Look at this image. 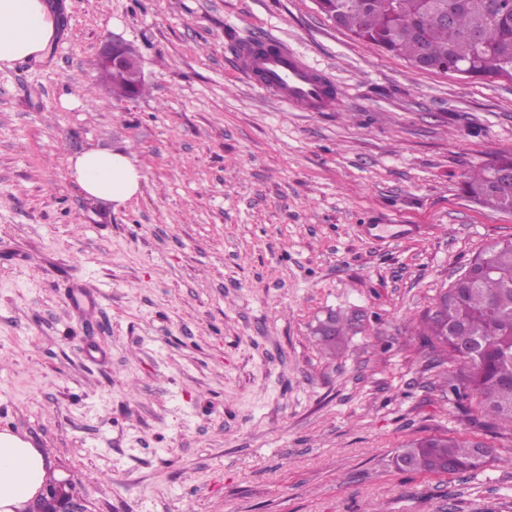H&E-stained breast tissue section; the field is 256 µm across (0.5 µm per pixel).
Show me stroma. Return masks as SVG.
Instances as JSON below:
<instances>
[{"mask_svg":"<svg viewBox=\"0 0 512 512\" xmlns=\"http://www.w3.org/2000/svg\"><path fill=\"white\" fill-rule=\"evenodd\" d=\"M59 3L58 39L0 68V431L73 475L87 512H512V427L478 428L421 334L512 238V213L464 191L512 152V82L413 68L315 0ZM115 37L142 95L94 67ZM250 38L323 72L334 107L260 89L234 50ZM110 148L143 176L118 208L67 174ZM444 434L495 458L396 467Z\"/></svg>","mask_w":512,"mask_h":512,"instance_id":"1","label":"stroma"}]
</instances>
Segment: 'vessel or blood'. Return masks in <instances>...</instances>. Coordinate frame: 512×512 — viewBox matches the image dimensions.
<instances>
[{
	"mask_svg": "<svg viewBox=\"0 0 512 512\" xmlns=\"http://www.w3.org/2000/svg\"><path fill=\"white\" fill-rule=\"evenodd\" d=\"M242 67L250 74L262 73L260 87L277 95L289 107L316 112L332 102L325 78L288 48L280 46L269 53L246 54Z\"/></svg>",
	"mask_w": 512,
	"mask_h": 512,
	"instance_id": "vessel-or-blood-1",
	"label": "vessel or blood"
}]
</instances>
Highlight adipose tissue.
Segmentation results:
<instances>
[{"mask_svg": "<svg viewBox=\"0 0 512 512\" xmlns=\"http://www.w3.org/2000/svg\"><path fill=\"white\" fill-rule=\"evenodd\" d=\"M57 11L54 0H0V63L41 57L57 32ZM68 173L88 198L117 206L141 188V174L121 150H85L69 158ZM51 468L41 449L0 431V512H26Z\"/></svg>", "mask_w": 512, "mask_h": 512, "instance_id": "1", "label": "adipose tissue"}]
</instances>
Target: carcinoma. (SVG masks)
<instances>
[{
  "label": "carcinoma",
  "instance_id": "cac0c4a2",
  "mask_svg": "<svg viewBox=\"0 0 512 512\" xmlns=\"http://www.w3.org/2000/svg\"><path fill=\"white\" fill-rule=\"evenodd\" d=\"M338 26L382 51L413 63L420 56L435 68L451 65L450 55L467 51V65L484 78L512 72V0H335ZM480 31L479 45L466 49V37ZM122 96L140 94L145 84L134 72L103 71ZM465 191L476 203L512 212V185L498 182L491 163L473 168ZM424 330L453 362L452 392L475 399L487 419L512 424V239H504L475 257L465 273L426 312ZM472 438L426 436L402 446L396 464L402 470L474 473L487 459L472 456Z\"/></svg>",
  "mask_w": 512,
  "mask_h": 512
}]
</instances>
